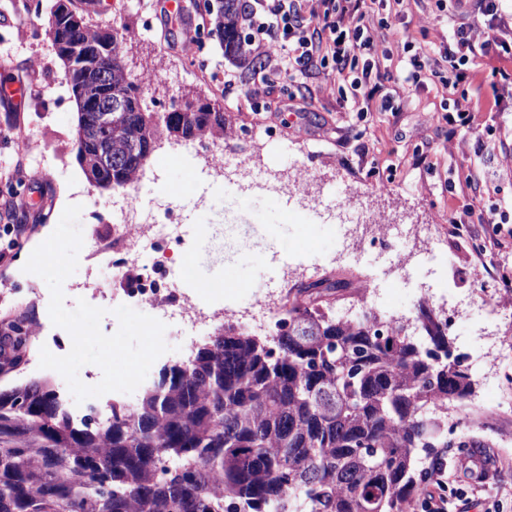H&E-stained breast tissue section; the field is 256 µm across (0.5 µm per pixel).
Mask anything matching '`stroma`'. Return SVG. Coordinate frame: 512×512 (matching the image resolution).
Listing matches in <instances>:
<instances>
[{
  "label": "stroma",
  "mask_w": 512,
  "mask_h": 512,
  "mask_svg": "<svg viewBox=\"0 0 512 512\" xmlns=\"http://www.w3.org/2000/svg\"><path fill=\"white\" fill-rule=\"evenodd\" d=\"M126 0H99L93 23L125 30V61L130 75L154 69L155 79L145 88L155 99L157 112L170 111L182 96L220 102L224 106V133L199 136L206 146L219 145L251 163L275 170L280 181L304 176L307 194L256 193L250 185L228 175L219 180L206 208L194 207L191 177L194 170L175 136L158 140L138 179L153 178L152 193L159 207L170 208L178 220L199 225L221 224L236 214L249 223L267 227L277 241L288 243L291 251L280 271L270 269L269 249L245 256L229 274L238 285L224 287L213 268L202 265L192 273L188 291L207 307H246L267 291L284 289V273L294 282L331 276L349 268L356 285L345 296H330L332 305L341 300L366 299L375 312H386L395 320L412 321L419 302L438 306L442 294L482 296L496 271L497 263L512 268V87L491 88V71L510 69L512 62L492 56L475 58L467 66L469 80L463 93H449L438 80L419 88L389 84L390 106L381 101L366 103L359 96H342L340 81L325 73L309 80V88L297 92L294 83L283 79L255 78L256 67L278 59L284 53L280 43L243 42L236 55H225L217 39L208 37L209 18L184 0L181 19L198 38L194 46H172V31L156 22L155 0H128L144 10L152 21L148 32L136 35L135 18L123 11ZM27 0H0V53L11 55L13 71L26 76L31 93L24 112L17 115L16 135H28L24 158L27 173L39 181L44 192L42 211H30L29 228L10 260L0 263V321L26 317L31 330L30 349L20 369L0 374V390H9L46 378L59 382V372L40 367V349L53 346L58 355L71 349L70 336L61 327L43 329L45 307L50 299L46 282L30 285L23 267L33 250L55 230L67 205L82 207L81 229H88L92 208H105L112 193L89 187L76 158L77 112L65 84L64 68L47 33L21 32V16ZM376 13L390 15L388 6L377 5ZM399 33L380 39L376 57L382 68H404L414 43L428 44L433 51L446 46L454 16L439 11L434 0H405L398 15H390ZM472 113L476 125L490 127L483 144L463 135H449L442 119L444 107ZM182 183L180 195L168 194L173 183ZM485 203L496 205L506 222L498 230L482 224L479 210L471 206L474 193ZM353 202L369 211L377 224H431L434 243L446 250L450 262L437 274L419 273L411 284L399 275H381L369 263L349 265L341 258L347 215L341 202ZM467 225L470 239L484 245L476 253L469 241L456 236L455 224ZM96 260L94 249L80 250L76 271L65 279L64 288H76L89 304L112 309L122 286L114 282L109 269H102L99 281L78 288L86 268ZM16 289L26 296L23 312L13 311L8 295ZM508 319L499 323L483 320L478 311L461 308L448 328L451 337H477L497 332L512 342V295L501 299ZM501 400L512 401V381L494 386L484 379L475 387L469 409L464 410L463 437L491 440L488 448L448 454V512H512V495L502 494L501 485L512 484V412L486 417L485 411ZM483 463L497 471V482L486 483L474 492L455 472L465 459Z\"/></svg>",
  "instance_id": "obj_1"
}]
</instances>
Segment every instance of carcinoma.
Here are the masks:
<instances>
[{"mask_svg":"<svg viewBox=\"0 0 512 512\" xmlns=\"http://www.w3.org/2000/svg\"><path fill=\"white\" fill-rule=\"evenodd\" d=\"M238 4L213 0L208 35L226 53L243 38ZM75 16L64 0L47 14L77 111L91 127L107 99L128 107L121 168L102 165L105 131L76 136L89 181L125 184L165 132L224 131L218 103L135 111L141 87L97 80L106 37ZM347 287L301 283L274 335L224 327L134 404H111L104 424L74 416L47 381L0 391V512H404L421 490L418 464L452 446L439 409L465 404L475 382L446 358L454 339L432 307L418 305L416 333L371 312L343 320L323 297Z\"/></svg>","mask_w":512,"mask_h":512,"instance_id":"obj_1","label":"carcinoma"}]
</instances>
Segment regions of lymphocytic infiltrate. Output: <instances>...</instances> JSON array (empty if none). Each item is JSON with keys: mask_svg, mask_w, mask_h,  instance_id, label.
Here are the masks:
<instances>
[{"mask_svg": "<svg viewBox=\"0 0 512 512\" xmlns=\"http://www.w3.org/2000/svg\"><path fill=\"white\" fill-rule=\"evenodd\" d=\"M323 24L310 26L302 0H242L238 16L247 38L287 43L288 50L274 66L276 73L306 84L319 72L328 71L347 81L351 90L374 99L382 82L420 86L431 70L430 47L418 45L406 67L397 73L381 71L375 58L377 36L390 31L388 18H373L367 0H321ZM454 5L458 15L451 42L444 53L448 64L439 81L444 88L459 90L467 77L466 66L480 54L512 59V38L502 10V0H436L438 9ZM484 18L497 35L475 45L469 37L472 19Z\"/></svg>", "mask_w": 512, "mask_h": 512, "instance_id": "f902f5d3", "label": "lymphocytic infiltrate"}]
</instances>
